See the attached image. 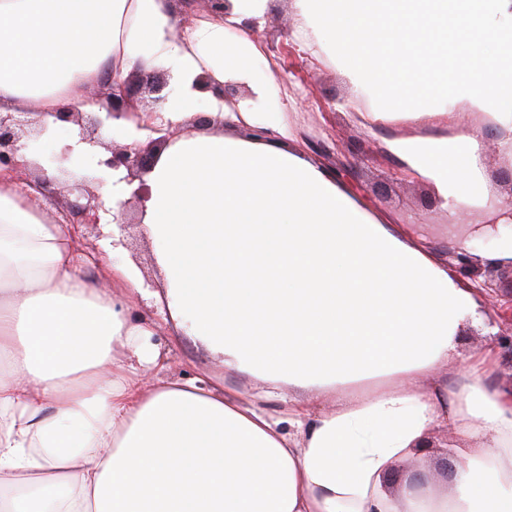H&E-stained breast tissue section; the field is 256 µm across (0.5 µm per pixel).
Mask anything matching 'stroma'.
<instances>
[{
    "instance_id": "35a3bbf8",
    "label": "stroma",
    "mask_w": 512,
    "mask_h": 512,
    "mask_svg": "<svg viewBox=\"0 0 512 512\" xmlns=\"http://www.w3.org/2000/svg\"><path fill=\"white\" fill-rule=\"evenodd\" d=\"M295 26L287 0H271L262 34L265 52L284 88L295 96L297 121L308 145L321 141L337 142L340 162L353 166L355 171L354 177L347 180L350 187L375 200L381 207L397 212L404 221H411L417 215L425 216L426 221L417 225V232L430 236L438 247H447V227L433 220L436 206L429 189L422 183L400 178L393 162L382 158L377 141L367 137L336 109L337 100L347 96L348 87L336 72L301 61L299 46L292 37ZM36 149L41 156L40 165L22 168L18 177L25 184L41 183L38 200L51 220L58 224L68 223L72 218V204L85 202L92 188L91 178L102 179L106 173L98 158L90 156L75 165L73 175L61 174L54 160L57 153L54 141H42ZM139 209L137 198L130 196L122 202L121 220L126 227L119 232L120 249L112 254L101 247L102 226L79 224L75 230L82 247L92 248L96 258L95 266L89 269L91 275H99L101 269L115 258L137 266L143 292L135 301L134 313L145 322L152 333L153 343L161 347L164 356V366L153 371V379L208 374L232 386L264 390V383L249 374L225 373L221 358L196 345L192 337L177 328L167 308L151 245L141 231ZM464 279L469 283L488 279L493 287L477 291V319L461 333L459 350L468 356L492 349L493 364L487 380L495 386L511 389L512 326L501 322L496 308L512 303V276L490 272L487 266L481 265L467 272ZM446 439L445 429H435L427 448L398 466L387 481V491H397L403 474L412 470L433 478L439 492H450L452 484L445 468L448 457L443 447Z\"/></svg>"
}]
</instances>
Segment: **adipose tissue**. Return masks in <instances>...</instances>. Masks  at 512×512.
Returning <instances> with one entry per match:
<instances>
[{
  "mask_svg": "<svg viewBox=\"0 0 512 512\" xmlns=\"http://www.w3.org/2000/svg\"><path fill=\"white\" fill-rule=\"evenodd\" d=\"M270 0L177 31L168 0H0V107L98 112L90 90L166 71L164 108L120 124L175 130L146 176L142 232L178 327L228 372L334 406L198 378L148 382L160 351L134 317L137 269L90 284L66 225L0 171V512H512V391L491 351L464 358L472 288L448 251L309 155L255 24ZM302 61L333 67L339 105L448 219L449 251L512 263V0H291ZM209 90H200L201 81ZM249 89L229 103L224 82ZM204 113L206 130L194 118ZM250 129L247 138L239 129ZM448 430L453 489L388 476ZM486 157H487V163L489 166V170L491 172L493 179L498 183V185L501 187V189L503 191L509 192V190H510V194H511V192H512V172H511L512 166L511 167L502 166V165H499L496 163L494 138H488V140L486 142ZM503 170L510 171V173L503 172V176L501 177V180L505 183L501 182L499 179V173ZM508 184L510 186V189H508L509 188Z\"/></svg>",
  "mask_w": 512,
  "mask_h": 512,
  "instance_id": "adipose-tissue-1",
  "label": "adipose tissue"
}]
</instances>
